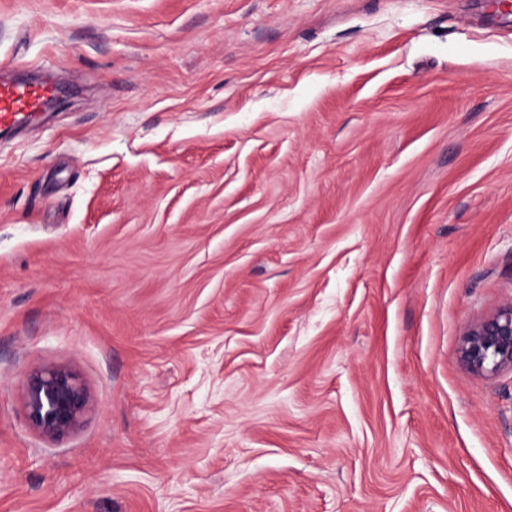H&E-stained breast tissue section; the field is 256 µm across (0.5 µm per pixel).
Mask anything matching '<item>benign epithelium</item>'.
<instances>
[{"label": "benign epithelium", "mask_w": 512, "mask_h": 512, "mask_svg": "<svg viewBox=\"0 0 512 512\" xmlns=\"http://www.w3.org/2000/svg\"><path fill=\"white\" fill-rule=\"evenodd\" d=\"M462 360L479 374L512 368V303L471 324L460 348ZM89 402L76 375L63 367L45 365L24 383V407L30 425L46 437L74 430Z\"/></svg>", "instance_id": "obj_1"}]
</instances>
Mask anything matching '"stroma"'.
Returning a JSON list of instances; mask_svg holds the SVG:
<instances>
[{
    "label": "stroma",
    "instance_id": "stroma-1",
    "mask_svg": "<svg viewBox=\"0 0 512 512\" xmlns=\"http://www.w3.org/2000/svg\"><path fill=\"white\" fill-rule=\"evenodd\" d=\"M0 512H512V13L0 0ZM72 370L79 426L23 384ZM54 94L49 83L40 85H6L0 82V126L2 124H18L41 111L45 101ZM460 354L466 365L479 374L512 368V303L471 324L464 334ZM24 407L30 425L46 437L74 430L89 402V395L69 369L45 365L24 383Z\"/></svg>",
    "mask_w": 512,
    "mask_h": 512
}]
</instances>
